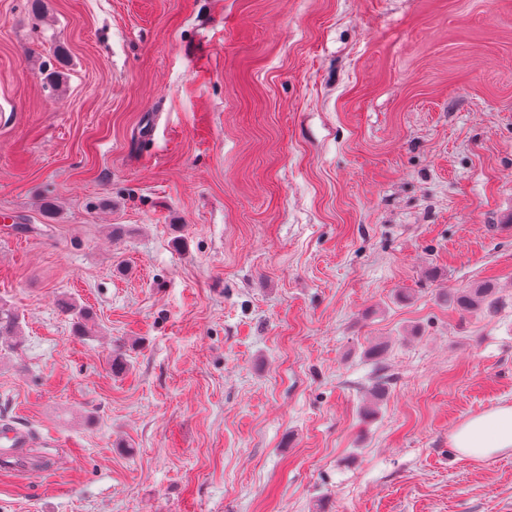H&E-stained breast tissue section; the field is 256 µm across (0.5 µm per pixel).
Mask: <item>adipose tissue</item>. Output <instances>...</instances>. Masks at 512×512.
Instances as JSON below:
<instances>
[{
	"instance_id": "adipose-tissue-1",
	"label": "adipose tissue",
	"mask_w": 512,
	"mask_h": 512,
	"mask_svg": "<svg viewBox=\"0 0 512 512\" xmlns=\"http://www.w3.org/2000/svg\"><path fill=\"white\" fill-rule=\"evenodd\" d=\"M451 444L464 458L485 461L512 454V404L502 403L462 422Z\"/></svg>"
}]
</instances>
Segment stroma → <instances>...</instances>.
<instances>
[{"mask_svg":"<svg viewBox=\"0 0 512 512\" xmlns=\"http://www.w3.org/2000/svg\"><path fill=\"white\" fill-rule=\"evenodd\" d=\"M0 306V512H512V0H0ZM492 288H469L457 293L454 302L458 310L470 313L477 310H493L497 299L491 297ZM464 458L485 461L512 454V404L502 403L462 422L451 435ZM30 444L28 431L15 426H0V456L21 458L24 448H29Z\"/></svg>","mask_w":512,"mask_h":512,"instance_id":"1","label":"stroma"}]
</instances>
